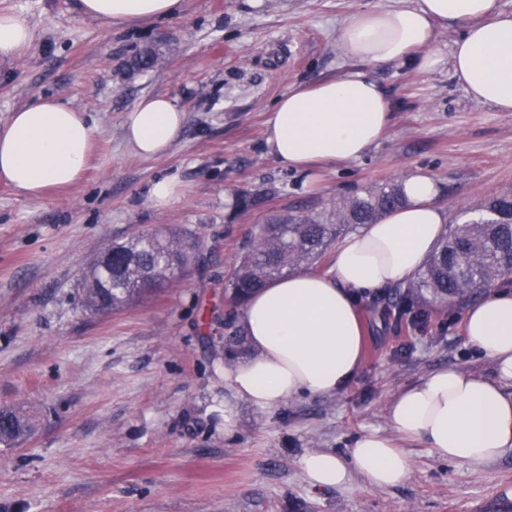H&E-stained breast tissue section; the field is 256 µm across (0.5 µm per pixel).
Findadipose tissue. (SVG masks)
<instances>
[{
  "mask_svg": "<svg viewBox=\"0 0 512 512\" xmlns=\"http://www.w3.org/2000/svg\"><path fill=\"white\" fill-rule=\"evenodd\" d=\"M181 7V0H79L81 14L112 23L171 16ZM439 23L459 30L451 68L470 98L512 112V12L499 10L496 0H411L348 17L337 40L361 69L289 87L265 115L268 154L300 173L317 162L362 158L382 139L392 114L369 68L410 59L421 69L433 68L437 59L429 48ZM31 39L24 20L0 12L1 60L19 57ZM418 48L424 54L416 59ZM184 121L170 98L145 96L125 113L124 138L137 154L162 158ZM93 136L82 111L55 99L18 108L0 126V182L27 199L77 185ZM404 190V205L343 240L328 272L297 269L249 296L241 319L252 354L224 361V384L236 398L270 410L303 393L336 394L351 381L363 363L360 295L415 276L448 222L431 176L412 174ZM465 332L473 348L492 360L496 380L441 369L402 388L387 416L398 433L474 471L512 450V395L503 389L512 383V287L491 288L472 305ZM301 466L316 487L342 485L354 471L369 485L395 487L411 472L407 454L376 433L357 436L347 456L315 451L303 456Z\"/></svg>",
  "mask_w": 512,
  "mask_h": 512,
  "instance_id": "adipose-tissue-1",
  "label": "adipose tissue"
}]
</instances>
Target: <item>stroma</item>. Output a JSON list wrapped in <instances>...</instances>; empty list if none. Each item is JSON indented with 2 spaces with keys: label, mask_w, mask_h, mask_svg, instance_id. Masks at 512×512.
<instances>
[{
  "label": "stroma",
  "mask_w": 512,
  "mask_h": 512,
  "mask_svg": "<svg viewBox=\"0 0 512 512\" xmlns=\"http://www.w3.org/2000/svg\"><path fill=\"white\" fill-rule=\"evenodd\" d=\"M400 4L183 0L173 16L112 25L83 16L76 0H0L33 31L20 57L0 62V123L52 96L94 130L78 185L31 200L0 184V407L37 420L27 441L0 447V512H476L512 498L511 450L470 472L412 441L408 480L387 488L355 472L316 488L300 463L312 451L345 453L367 431L393 435V397L438 369L495 378L464 334L468 301L428 296L406 308L397 286L367 292L363 364L336 395L261 410L224 385V339L243 333L225 288L230 264L267 218L417 171L435 180L452 218L512 190V112L474 102L453 79L457 31L445 24L434 68L373 69L392 121L362 159L305 177L267 154L265 113L289 86L351 67L336 40L344 20ZM150 49L160 65L134 68ZM145 95L185 114L161 159L123 137L124 113ZM162 178L180 194L160 209L151 189ZM245 195L256 205L242 207ZM140 233L180 238L191 255L182 276L120 310H86L89 266Z\"/></svg>",
  "instance_id": "1"
}]
</instances>
